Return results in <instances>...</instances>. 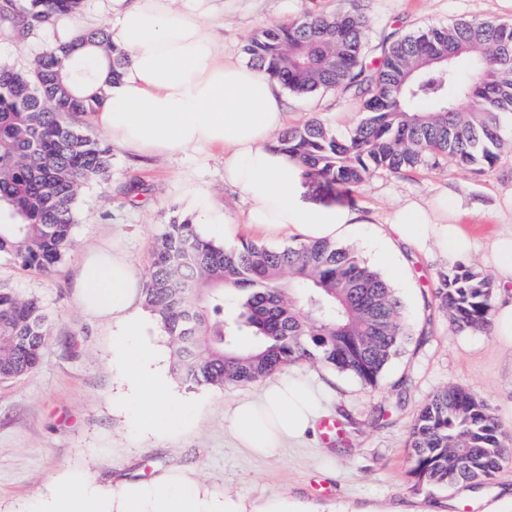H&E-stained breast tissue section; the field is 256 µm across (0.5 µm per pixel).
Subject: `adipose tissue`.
<instances>
[{
	"mask_svg": "<svg viewBox=\"0 0 512 512\" xmlns=\"http://www.w3.org/2000/svg\"><path fill=\"white\" fill-rule=\"evenodd\" d=\"M118 16L115 45L128 63L118 83H108L99 50L85 57L105 86V100L93 121L112 141L137 156L173 157L190 151L219 153L224 183L245 201L236 216L206 209L201 221L211 235L233 238L248 227L269 240L297 236L304 241H351L359 234L357 211L306 205L298 199L300 169L271 145L288 121V100L279 85L257 67L217 48V22L224 0H107ZM448 200L408 201L387 225L388 247L380 261L395 275L404 265L397 244L439 247L449 259L468 256L475 237L448 221ZM491 254L500 299L495 334L512 346V231L499 235ZM81 304L112 326V353L131 383L126 400L139 431L170 425L174 392L154 343V329L138 311L141 283L125 255L100 247L77 269ZM315 396L300 380H281L254 398L236 403L231 433L237 447L266 455L313 431ZM285 498L246 501L201 488L184 472L153 482H127L108 493L77 474L66 487L39 499L33 512H304Z\"/></svg>",
	"mask_w": 512,
	"mask_h": 512,
	"instance_id": "obj_1",
	"label": "adipose tissue"
}]
</instances>
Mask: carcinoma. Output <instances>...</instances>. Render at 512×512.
Returning <instances> with one entry per match:
<instances>
[{
	"instance_id": "obj_1",
	"label": "carcinoma",
	"mask_w": 512,
	"mask_h": 512,
	"mask_svg": "<svg viewBox=\"0 0 512 512\" xmlns=\"http://www.w3.org/2000/svg\"><path fill=\"white\" fill-rule=\"evenodd\" d=\"M82 0H3L0 25L21 37ZM367 20L354 5L257 30L249 61L289 92L340 89L360 99L364 118L346 138L316 117L286 129L275 148L307 174L358 186L379 171L400 173L451 157L492 166L512 116V22L462 19L392 40L378 63L364 60ZM106 46L112 80L127 57L102 25L71 44L46 47L26 70L0 64V252L28 270L65 255L78 222L82 185L106 180L110 147L76 118L103 103L80 88L88 73L74 51ZM437 299L457 332L490 330L496 285L477 266L439 274ZM238 310L224 313V289ZM173 351L183 384L249 385L298 360L330 365L375 384L407 342L401 302L390 284L352 250L327 241L271 249L248 242L226 249L185 218L167 225L142 288ZM49 336L36 298L0 287V380L34 373ZM249 336L244 346L240 339ZM417 487L478 485L512 464V430L474 392L452 385L434 394L409 430Z\"/></svg>"
}]
</instances>
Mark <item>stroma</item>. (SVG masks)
<instances>
[{
  "instance_id": "obj_1",
  "label": "stroma",
  "mask_w": 512,
  "mask_h": 512,
  "mask_svg": "<svg viewBox=\"0 0 512 512\" xmlns=\"http://www.w3.org/2000/svg\"><path fill=\"white\" fill-rule=\"evenodd\" d=\"M349 5V0H236L224 14V52L245 59V45L257 29ZM359 5L368 21L365 60L370 64L393 35L459 19L512 22V10L501 0H359ZM57 30L52 24L21 39L1 27L0 63L27 69ZM289 101V125L315 116L340 137L349 135L361 117L359 99L342 90L293 95ZM511 189L512 151H506L479 173L447 158L401 174L381 172L351 190L305 176L300 198L311 205L361 211L365 223L352 247L377 270V230L393 210L409 200L427 201L448 192L461 200L460 222L479 243L465 264L488 271L493 239L512 227V212L501 206ZM210 204L232 218L244 206L225 186L220 160L202 153L141 160L116 147L108 179L81 188L80 220L56 267L23 271L8 254H0V284L20 296L39 298L51 332L36 372L0 381V512H29L71 470L110 491L129 481L151 482L185 471L213 493L248 500L281 497L306 503L310 512H338L343 505L351 512H512V466L479 486H414L408 432L436 392L450 385L469 389L512 427V348L491 330L451 329L436 298L438 273L448 263L414 249L403 250L405 274L391 282L409 340L375 385L304 360L276 374L316 390L320 420L339 423L344 443L318 430L270 456L238 448L230 433L231 409L237 400L257 395L258 383L218 390L173 382L178 403L193 408L195 425L148 434L133 427L129 413L115 403L121 382L112 364V327L80 306L75 269L87 251L116 237L137 276L145 277L166 224L185 216L198 219Z\"/></svg>"
}]
</instances>
